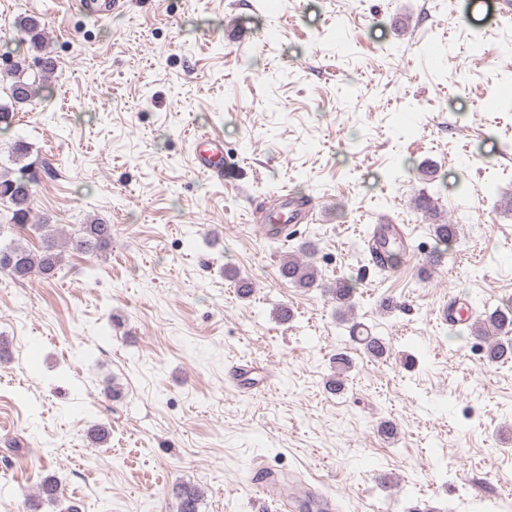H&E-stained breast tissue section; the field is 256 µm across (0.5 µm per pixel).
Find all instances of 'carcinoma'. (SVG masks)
Wrapping results in <instances>:
<instances>
[{"label": "carcinoma", "mask_w": 512, "mask_h": 512, "mask_svg": "<svg viewBox=\"0 0 512 512\" xmlns=\"http://www.w3.org/2000/svg\"><path fill=\"white\" fill-rule=\"evenodd\" d=\"M17 26L23 34L21 42H27L36 52L33 61L19 56L12 60L6 74H0V88L5 90L9 102H0V133H8L15 124L16 112L19 107L43 96L46 87L43 79L54 69L55 62L43 53V32L39 19L25 16L19 19ZM12 162L17 168L0 172V203L8 205L7 213H0V222L23 228L32 221L31 185L36 182V173L32 171L33 163L28 161L29 146L22 140H16L11 147ZM36 229L44 231L42 249L35 252L23 246L8 245L0 247V272L7 273L17 279H28L32 276H48L54 274L62 260L57 252L56 237L50 225L38 224ZM433 233L437 241L438 254L441 259L446 247L456 241L458 227L455 224H435ZM112 238V226L95 223L83 224L78 236L69 238V245L84 253L93 254L104 247ZM314 247L304 243L298 253L291 254L281 264L280 272L288 283L299 288H315L320 286L318 270L311 258ZM327 293L336 304L351 311L353 305V285L345 278H338L327 287ZM470 335L484 339L485 356L490 362L506 363L512 359V304L505 302L484 317L476 318L470 326ZM352 339L362 345L363 349L375 358L386 354V346L378 337L359 323L350 327ZM178 501V512H198L201 495L199 491L187 484H178L173 488ZM64 497V488L54 476L42 480L38 489V498L42 502L57 503Z\"/></svg>", "instance_id": "obj_1"}]
</instances>
